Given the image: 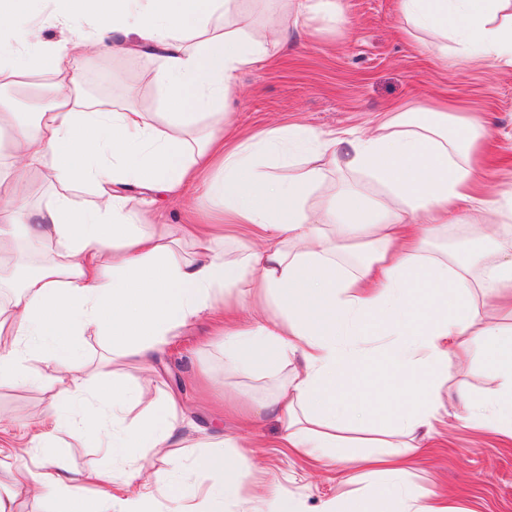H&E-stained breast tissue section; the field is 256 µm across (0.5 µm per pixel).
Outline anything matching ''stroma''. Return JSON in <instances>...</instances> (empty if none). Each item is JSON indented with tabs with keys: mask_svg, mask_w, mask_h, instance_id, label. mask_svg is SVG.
Wrapping results in <instances>:
<instances>
[{
	"mask_svg": "<svg viewBox=\"0 0 512 512\" xmlns=\"http://www.w3.org/2000/svg\"><path fill=\"white\" fill-rule=\"evenodd\" d=\"M341 19L323 25L319 34L300 31L288 42L270 48L253 68L237 72L226 100V127L245 137L261 129L300 124L325 137L343 131L375 132L390 108L425 113L449 102L456 114L478 120L486 128L482 152L487 183L512 186V70L481 62H457L439 55L428 43L404 36L396 0H340ZM150 60L112 51L111 37L98 39L77 62L72 76L79 90L93 87L108 94L113 82L137 87L136 104L156 112L161 93L140 86V74ZM155 222L185 223L188 213L212 212V203L195 188L183 202L160 200ZM41 387L0 386V448L30 442L39 432L51 440L33 449L23 463L36 467L45 460L63 459L69 469L85 475L103 461L92 441L53 432L38 413L51 400L55 368L35 361ZM115 378L148 386L156 404L169 394L181 397L191 421L183 430L192 447L211 434H238L241 406L270 394L276 381L293 371L279 367L259 382L240 379L224 370V346L208 316L182 330L165 349L155 352L149 366L112 364ZM246 432L255 444L243 465L241 494L254 512H266L256 497L259 484H274L292 497L301 512H324L337 496L358 495L362 484L347 480L346 470L358 456L355 447L336 449L332 467H318L281 445L276 417H257ZM410 480L417 492L443 496L448 512H512V438L481 432L453 417L436 423L429 448L415 453Z\"/></svg>",
	"mask_w": 512,
	"mask_h": 512,
	"instance_id": "stroma-1",
	"label": "stroma"
}]
</instances>
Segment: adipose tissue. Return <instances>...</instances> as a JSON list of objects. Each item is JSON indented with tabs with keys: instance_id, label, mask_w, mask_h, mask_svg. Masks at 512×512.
<instances>
[{
	"instance_id": "ef3b65f1",
	"label": "adipose tissue",
	"mask_w": 512,
	"mask_h": 512,
	"mask_svg": "<svg viewBox=\"0 0 512 512\" xmlns=\"http://www.w3.org/2000/svg\"><path fill=\"white\" fill-rule=\"evenodd\" d=\"M243 2L56 0L53 23L64 36L46 43L31 34L44 0H0V75H66L93 36L108 34L115 50L155 60L147 79L162 93L160 111L147 112L128 92L90 100L60 87L32 123L0 102V131L11 139L0 160V253L20 239L58 250L21 281L0 266V288L12 291L0 302V385H42L28 362L50 359L58 377L42 419L106 446L88 498L62 461L20 466L24 448L0 451V471L16 492L35 484L52 493L54 512H141L140 499H117L116 486L179 491L181 465L158 467L151 456L184 442L179 398L128 424L145 390L82 370L73 339L91 328L108 337L113 358L143 360L200 313L224 316L226 297L242 303L258 293L279 319L225 332V370L253 378L294 360L299 367L251 415H276L289 447L307 455L345 447L352 429L376 435L361 457L376 484L361 501L336 498L328 512H448L440 495L409 488L406 455L447 416L448 359L465 358L474 340L485 345L495 386L476 402L458 385L464 419L512 437V189L477 197L483 129H459L445 110L392 114L365 137L325 139L293 125L225 144L235 74L270 42L340 15L336 0H285L259 27ZM397 9L407 34L434 36L440 54L512 68V0H397ZM46 167L57 190L31 206L28 180ZM337 170L343 180L333 179ZM190 184L225 223L251 225L274 246L231 255L198 228L149 221L158 198L177 200ZM452 226L469 254L430 256V239ZM372 335L382 345H368ZM244 459L242 439L218 436L192 460L209 512L240 506Z\"/></svg>"
}]
</instances>
